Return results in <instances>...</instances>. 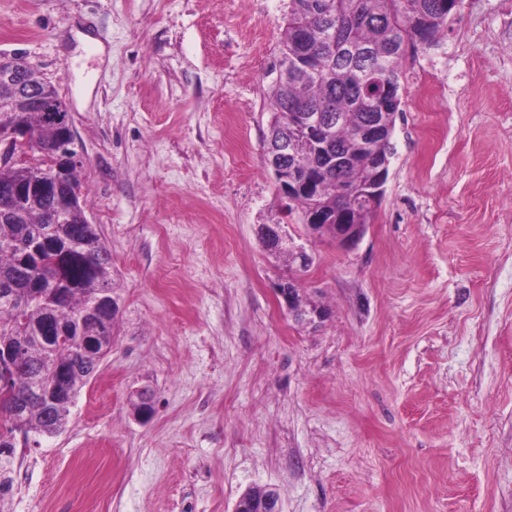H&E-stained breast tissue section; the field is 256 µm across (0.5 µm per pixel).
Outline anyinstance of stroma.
<instances>
[{
  "label": "stroma",
  "instance_id": "35a3bbf8",
  "mask_svg": "<svg viewBox=\"0 0 512 512\" xmlns=\"http://www.w3.org/2000/svg\"><path fill=\"white\" fill-rule=\"evenodd\" d=\"M287 14L0 0V56L72 115L119 307L64 431L18 449L9 512H233L265 488L283 512H512V0H462L408 61L350 249L312 239L264 163ZM262 224L312 266L271 257ZM288 277L321 322L289 314ZM278 225V224H277ZM275 229L276 239L279 244L288 245V253L286 254L288 259L293 264V268L296 271H306L312 264V257L307 253L306 249L301 245H296L285 233H283L280 225H270Z\"/></svg>",
  "mask_w": 512,
  "mask_h": 512
}]
</instances>
